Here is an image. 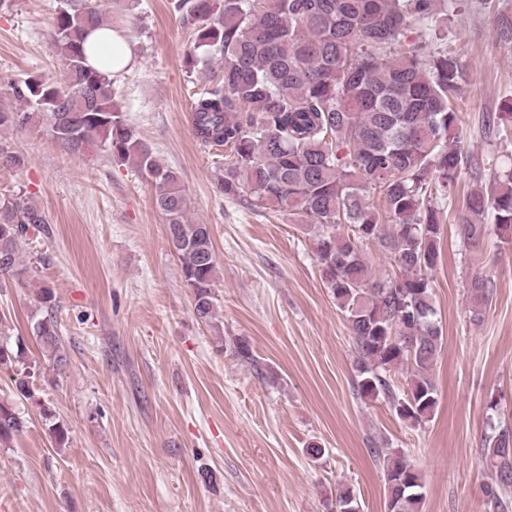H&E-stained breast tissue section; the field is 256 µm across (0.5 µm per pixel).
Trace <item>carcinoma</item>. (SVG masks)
Here are the masks:
<instances>
[{
    "label": "carcinoma",
    "mask_w": 512,
    "mask_h": 512,
    "mask_svg": "<svg viewBox=\"0 0 512 512\" xmlns=\"http://www.w3.org/2000/svg\"><path fill=\"white\" fill-rule=\"evenodd\" d=\"M433 0H180L195 26L194 50L219 53L222 83L200 93L194 136L226 146L231 160L219 190L246 194L257 209L274 208L314 228L313 250L325 288L345 314L358 354V391L382 397L416 428L434 418L438 393L432 370L444 336L429 273L437 265L441 224L432 206L448 197L463 163L453 144L458 113L451 104L464 72L446 52L425 57L409 39L433 18ZM112 28L98 0L59 10L54 46L65 83L32 76L13 87L19 107L0 110V128L46 125L65 151L103 147L132 160L152 178L153 205L169 227L194 314L215 312L216 254L210 226L188 221L179 175L161 165L112 99V77L87 63L89 30ZM88 92L78 111L75 97ZM381 198L383 210L367 202ZM493 213L494 224L481 216ZM47 219L21 193L0 198V281L26 272L18 244L28 225ZM458 234L474 243L489 233L512 247V168L492 189L472 192ZM345 225L349 231L337 232ZM390 254L394 273L374 280L362 247ZM494 281L476 274L469 286L471 318L481 321ZM45 314L34 335L53 366L67 354L49 288L38 290ZM394 369L408 389L396 390ZM24 420L0 403V443L23 431ZM381 467L387 512H422L425 485L416 466L385 438L370 448ZM491 474L490 504L512 488V426L489 425L480 448Z\"/></svg>",
    "instance_id": "1"
}]
</instances>
